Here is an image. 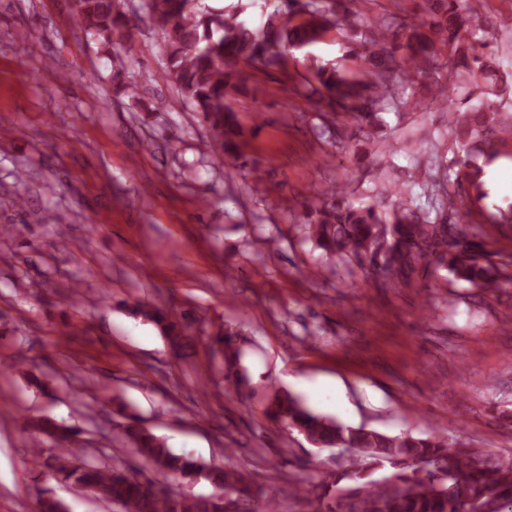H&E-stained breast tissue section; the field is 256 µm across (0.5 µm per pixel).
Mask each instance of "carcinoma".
<instances>
[{
    "label": "carcinoma",
    "mask_w": 512,
    "mask_h": 512,
    "mask_svg": "<svg viewBox=\"0 0 512 512\" xmlns=\"http://www.w3.org/2000/svg\"><path fill=\"white\" fill-rule=\"evenodd\" d=\"M146 15L161 37V77L173 83L208 124L204 150L227 161L238 158L241 134L236 112L227 102L235 86L229 78L246 68L282 67L288 50L320 41L329 30L356 43L354 57L360 69L354 76L313 61L305 84L320 95L317 119L333 143L352 140L347 124L377 144L382 159L412 152L408 136L393 141L376 139L380 111L419 107L415 83L424 81L430 101L450 100L466 92L463 119L448 122L440 140L452 139V158L436 156L417 180L427 192L429 207L414 204L412 190L392 186L386 168H380L379 199L396 200L391 208L376 202L354 206L336 193L326 194L318 208L306 214V236L329 254L355 263L374 287L396 289L437 264L456 281L487 293H503L512 286V258L487 261L483 245L471 226L472 206L484 193L473 158L497 155L500 134L512 130V113L502 111L489 64L499 50L496 26L475 20L466 0H423L428 33L396 12H365L358 8L338 13L339 0H280L260 23L240 19L248 5L243 0L218 11L201 0H146ZM125 0H76L74 15L81 29L104 38L129 34L133 21ZM407 44H402V41ZM448 61L442 62V52ZM122 59L113 61L118 90L139 98L136 83L125 80ZM487 224H512V205L480 212ZM129 316L154 322L168 336L179 321L173 312L152 301L127 306ZM235 333L226 328L214 336L226 367L225 381L241 391L245 375ZM267 417L306 436L317 448H344L347 467L296 487V493L317 503L315 512H512V453L491 448H465L433 432L415 437L410 432L387 435L364 427H349L318 415L288 393H275ZM121 442L129 445L142 467L96 464L83 458L66 440L81 435L74 426H62L48 416L28 421L55 452L33 457L51 478L88 488L121 512H274L272 497L253 485L250 473L234 467L207 466L187 454H178L166 442L140 425L133 412L124 414ZM202 478L213 488L207 496L169 494L148 476Z\"/></svg>",
    "instance_id": "obj_1"
}]
</instances>
